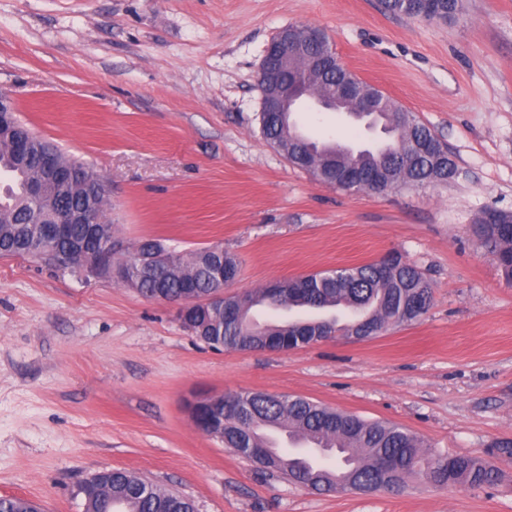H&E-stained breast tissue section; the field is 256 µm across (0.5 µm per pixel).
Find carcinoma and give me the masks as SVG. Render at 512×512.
<instances>
[{
	"label": "carcinoma",
	"mask_w": 512,
	"mask_h": 512,
	"mask_svg": "<svg viewBox=\"0 0 512 512\" xmlns=\"http://www.w3.org/2000/svg\"><path fill=\"white\" fill-rule=\"evenodd\" d=\"M386 11L411 18L444 21L456 17L463 8L462 0H383ZM296 75L311 78V88L320 95L331 92L333 84H341L347 73L336 69V80L327 75L296 68ZM403 109L395 101L371 122L384 135L374 148L354 152H335V148H313L302 139V133L281 125L268 124L259 116L263 136L285 152L291 164L310 172L317 180L336 187L332 164L351 165L363 179L359 185L372 190L365 175L384 166L388 179L395 187L421 185L436 181L441 162L433 156L421 155L420 140L433 132L415 115L404 120ZM0 171L8 174L10 184L0 195V256H28L52 263L58 262V252L46 249L31 251L27 237L29 221L35 220L34 210L22 205L24 187L35 174V164L14 165L7 144L0 142ZM473 236L493 257L504 277L512 281V213H483L471 225ZM214 252L208 247L190 253L170 254V261L160 271L171 302L180 301L184 287L191 285L198 294L211 288L208 268ZM432 299L431 285L417 268L403 262L395 254L359 266L340 267L319 272L305 280L295 277L283 281V291L277 300L266 296L261 288L240 300L230 297L227 306L245 308L240 321L224 322V349H262L278 344L286 349L300 348L327 341L332 336L354 335L369 331L379 334L390 326L413 323L414 304ZM256 308L271 312H288L294 308L328 309L325 317L298 321L260 322L253 318ZM224 414V445L245 458L253 459L263 469L278 472L284 478L318 492H348L351 479L367 485L379 480V465L391 460L393 473L384 490L397 494L404 490L412 477H419L435 486L462 485L480 489L494 483L497 470L485 460L465 455L435 454L423 449V442L402 426L380 421H368L358 416L337 412L313 401L290 395H270L262 392L230 394L220 408ZM282 428L290 437L306 439L336 457L332 471L308 466L268 445L270 452L255 458L250 449L260 448L267 441V430ZM112 483V498L128 504V512H197L193 499L161 488L132 472L112 469L93 474V480ZM85 512H111L109 499L96 491L81 493Z\"/></svg>",
	"instance_id": "1"
}]
</instances>
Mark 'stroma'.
<instances>
[{
    "instance_id": "obj_1",
    "label": "stroma",
    "mask_w": 512,
    "mask_h": 512,
    "mask_svg": "<svg viewBox=\"0 0 512 512\" xmlns=\"http://www.w3.org/2000/svg\"><path fill=\"white\" fill-rule=\"evenodd\" d=\"M288 25L324 31L447 145L456 175L372 193L292 166L260 130L254 80ZM0 90L108 182L124 246L222 244L239 260L234 294L390 252L432 288L420 320L371 338L218 352L173 304L0 256V496L83 512L74 487L112 468L199 512H512V456L496 450L512 440V282L470 233L484 211H512V0H466L452 22L382 0H0ZM299 120L346 143L378 138L331 113ZM239 391L400 425L435 452L490 460L502 480L316 493L196 429L187 400Z\"/></svg>"
}]
</instances>
